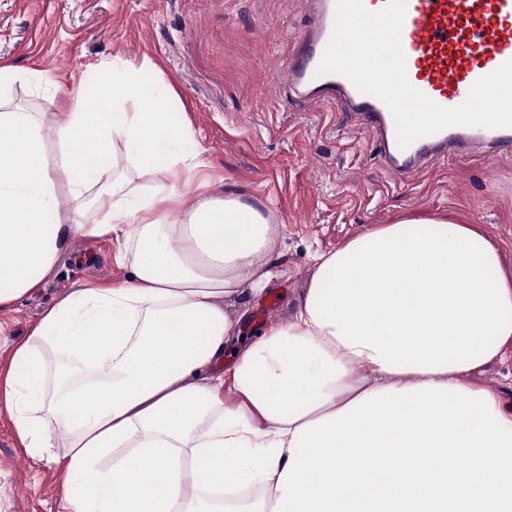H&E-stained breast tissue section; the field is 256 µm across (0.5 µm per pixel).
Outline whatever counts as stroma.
Wrapping results in <instances>:
<instances>
[{"label": "stroma", "mask_w": 512, "mask_h": 512, "mask_svg": "<svg viewBox=\"0 0 512 512\" xmlns=\"http://www.w3.org/2000/svg\"><path fill=\"white\" fill-rule=\"evenodd\" d=\"M307 21L298 0H0V66L25 75L10 104L48 114L81 77L100 78L102 63L159 67L226 186L271 206L283 225L274 263L284 276L271 289L278 305L266 321L254 304L247 334L293 315L314 253L407 214L445 211L482 225L511 270L512 164L458 158L404 181L390 177L371 133L346 129L334 104L301 109L280 92L293 50L285 33ZM42 71L53 84L39 83ZM113 254L111 241L72 240L44 287L0 314V371L29 327L77 284L125 277ZM50 455L20 447L0 407V512H65Z\"/></svg>", "instance_id": "stroma-1"}]
</instances>
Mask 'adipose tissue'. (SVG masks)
Returning <instances> with one entry per match:
<instances>
[{"mask_svg": "<svg viewBox=\"0 0 512 512\" xmlns=\"http://www.w3.org/2000/svg\"><path fill=\"white\" fill-rule=\"evenodd\" d=\"M61 106L0 111V312L72 236L129 269L48 308L0 379L23 447L64 439L66 512H512V405L481 379L512 348V273L480 225L408 215L315 254L294 317L245 342L281 277L274 210L225 188L154 64Z\"/></svg>", "mask_w": 512, "mask_h": 512, "instance_id": "ef3b65f1", "label": "adipose tissue"}]
</instances>
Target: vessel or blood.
<instances>
[{
    "label": "vessel or blood",
    "mask_w": 512,
    "mask_h": 512,
    "mask_svg": "<svg viewBox=\"0 0 512 512\" xmlns=\"http://www.w3.org/2000/svg\"><path fill=\"white\" fill-rule=\"evenodd\" d=\"M303 4L309 19L292 38L283 79L290 100L343 108L351 125L374 133L373 150L393 177H410L451 156L512 159V127L452 126L400 148L382 100L341 74L317 71L333 33L336 0ZM400 41L410 84L442 107H457L480 78L512 60V0H407Z\"/></svg>",
    "instance_id": "vessel-or-blood-1"
}]
</instances>
